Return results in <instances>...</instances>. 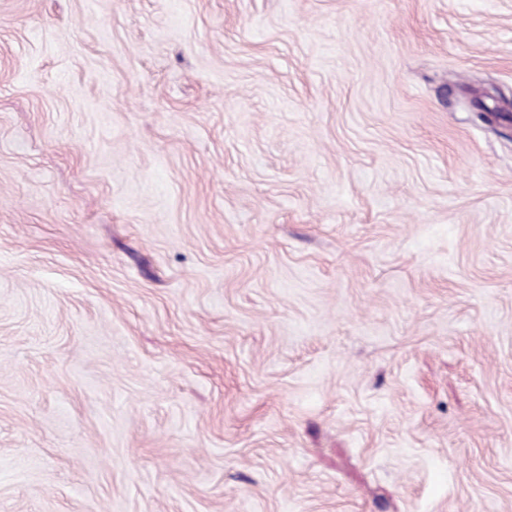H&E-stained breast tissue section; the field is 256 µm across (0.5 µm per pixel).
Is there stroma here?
Returning <instances> with one entry per match:
<instances>
[{
    "label": "stroma",
    "mask_w": 512,
    "mask_h": 512,
    "mask_svg": "<svg viewBox=\"0 0 512 512\" xmlns=\"http://www.w3.org/2000/svg\"><path fill=\"white\" fill-rule=\"evenodd\" d=\"M512 0H0V512H512Z\"/></svg>",
    "instance_id": "obj_1"
}]
</instances>
